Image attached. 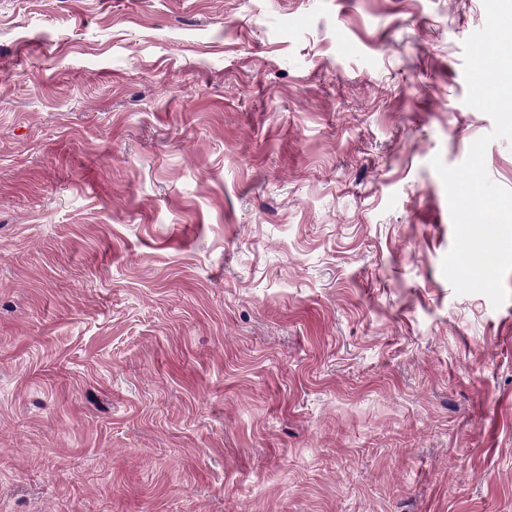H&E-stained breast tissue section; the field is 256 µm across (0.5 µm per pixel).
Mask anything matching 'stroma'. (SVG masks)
<instances>
[{"label":"stroma","mask_w":512,"mask_h":512,"mask_svg":"<svg viewBox=\"0 0 512 512\" xmlns=\"http://www.w3.org/2000/svg\"><path fill=\"white\" fill-rule=\"evenodd\" d=\"M483 0H0V512H512V297L434 157Z\"/></svg>","instance_id":"stroma-1"}]
</instances>
